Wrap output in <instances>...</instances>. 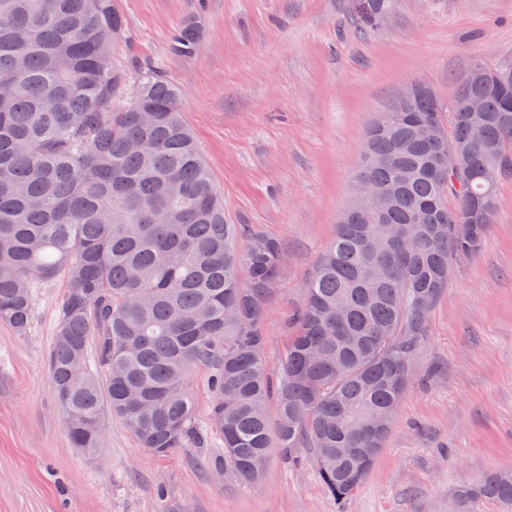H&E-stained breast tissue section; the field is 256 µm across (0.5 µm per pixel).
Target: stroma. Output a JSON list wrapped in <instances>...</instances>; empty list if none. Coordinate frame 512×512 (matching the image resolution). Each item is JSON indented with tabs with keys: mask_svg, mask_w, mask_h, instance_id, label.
<instances>
[{
	"mask_svg": "<svg viewBox=\"0 0 512 512\" xmlns=\"http://www.w3.org/2000/svg\"><path fill=\"white\" fill-rule=\"evenodd\" d=\"M112 44L130 73L154 68L181 90L231 224L285 253L265 299L263 360L279 376L292 318L353 199L364 134L414 80L450 102L477 59L512 57V0H394L359 29L352 0H114ZM195 21L187 57L171 38ZM483 247L459 262L433 307L416 374L385 448L345 502L326 492L311 449H271L259 484L202 462L221 440L206 372L189 390L198 448L156 457L119 420L90 458L67 436L48 364L60 283L36 289L26 335L0 322V512H458L454 492L512 470V178Z\"/></svg>",
	"mask_w": 512,
	"mask_h": 512,
	"instance_id": "35a3bbf8",
	"label": "stroma"
}]
</instances>
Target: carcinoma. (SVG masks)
<instances>
[{"label": "carcinoma", "instance_id": "obj_1", "mask_svg": "<svg viewBox=\"0 0 512 512\" xmlns=\"http://www.w3.org/2000/svg\"><path fill=\"white\" fill-rule=\"evenodd\" d=\"M360 22L381 23L392 0H354ZM111 0H0V322L24 335L34 290L55 280L58 320L49 366L71 444L105 445L116 418L156 457L198 448L192 368L211 377L210 421L221 439L207 470L259 481L275 401L278 447L310 448L328 494L350 498L385 447L448 287V265L477 254L498 207L483 151L438 169L429 122L450 148L468 134L470 97L496 159L512 176V58L475 60L451 105L417 97L379 113L356 179L389 200L373 215L353 198L306 286L283 373L272 381L263 349L265 297L284 262L279 241L250 234L224 206L184 122L180 90L148 68L132 95L112 59ZM191 23L172 49L192 55ZM456 199L448 207L446 199ZM372 415L389 417L375 433ZM462 512L491 499L512 506V473L457 491Z\"/></svg>", "mask_w": 512, "mask_h": 512}]
</instances>
